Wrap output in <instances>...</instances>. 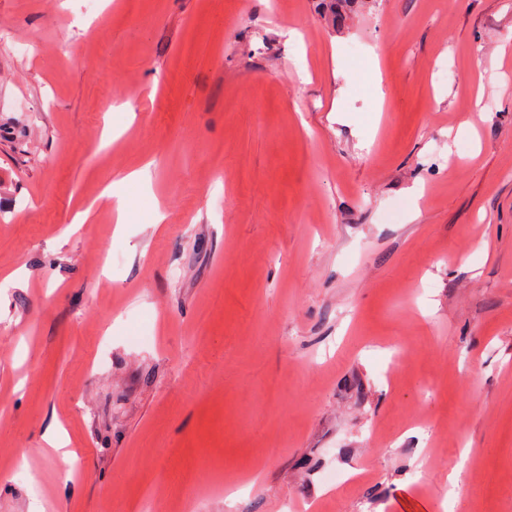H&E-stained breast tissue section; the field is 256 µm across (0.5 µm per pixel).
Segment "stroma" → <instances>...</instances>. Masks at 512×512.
<instances>
[{
    "label": "stroma",
    "instance_id": "stroma-1",
    "mask_svg": "<svg viewBox=\"0 0 512 512\" xmlns=\"http://www.w3.org/2000/svg\"><path fill=\"white\" fill-rule=\"evenodd\" d=\"M0 512H512V0H0Z\"/></svg>",
    "mask_w": 512,
    "mask_h": 512
}]
</instances>
